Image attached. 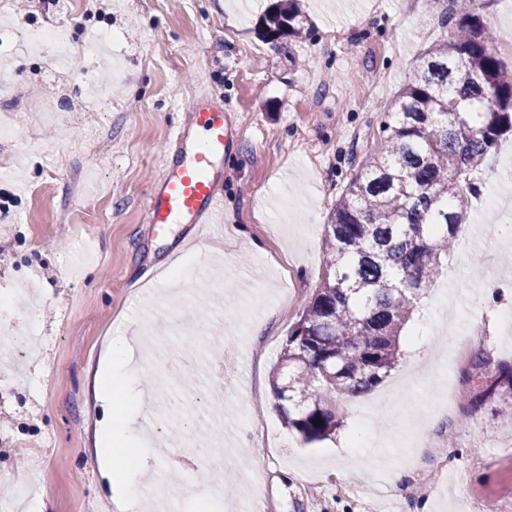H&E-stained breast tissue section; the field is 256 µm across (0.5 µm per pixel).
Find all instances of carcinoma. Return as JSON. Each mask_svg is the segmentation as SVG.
<instances>
[{
    "label": "carcinoma",
    "mask_w": 512,
    "mask_h": 512,
    "mask_svg": "<svg viewBox=\"0 0 512 512\" xmlns=\"http://www.w3.org/2000/svg\"><path fill=\"white\" fill-rule=\"evenodd\" d=\"M286 2L265 17L271 38L304 34L297 0ZM446 2L452 32L424 52L383 113L380 149L341 190L324 228V277L272 369L283 421L305 444L342 426L336 397L370 392L395 368L403 330L482 192L488 158L512 137V73L490 48L480 0ZM469 373L486 379L475 404L512 394V365L478 350Z\"/></svg>",
    "instance_id": "carcinoma-1"
}]
</instances>
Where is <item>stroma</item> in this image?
<instances>
[{"label": "stroma", "mask_w": 512, "mask_h": 512, "mask_svg": "<svg viewBox=\"0 0 512 512\" xmlns=\"http://www.w3.org/2000/svg\"><path fill=\"white\" fill-rule=\"evenodd\" d=\"M278 0H90L63 21L71 45L102 31L112 40L52 76L45 60L0 50V76L16 85L0 120L25 143L0 146V290L31 285L48 346L38 395L17 385L31 435L47 454L0 467L42 476L44 512H110L95 441L108 407L94 378L114 338L134 349L136 386L159 387L140 425H196L224 445V500L259 501L262 512H453L476 498L503 512L512 459L472 447L468 431L512 442V399L463 408L451 336L512 309V287L484 289L512 264V223L495 195L512 198L490 158L482 195L458 233L448 266L461 303L445 302L444 279L426 291L408 326L406 354L370 395L347 405L331 439L304 444L273 402L271 370L290 328L324 275L323 236L336 198L380 143L382 112L421 54L447 31L443 0H303L302 38L270 41L264 18ZM47 0L0 7V31L52 17ZM224 101L233 141L224 152V213L210 224L206 266L181 294L171 267L195 257L191 227L153 232L143 202L161 172L200 75ZM63 100L66 109L46 113ZM262 252H254L253 243ZM221 275L223 288L214 290ZM264 320L263 335L251 323ZM466 409L449 424L433 403ZM152 512H184L177 491L200 489L209 468L174 472L145 441ZM398 467V482L387 478Z\"/></svg>", "instance_id": "35a3bbf8"}]
</instances>
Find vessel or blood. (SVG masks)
I'll return each mask as SVG.
<instances>
[{
	"label": "vessel or blood",
	"mask_w": 512,
	"mask_h": 512,
	"mask_svg": "<svg viewBox=\"0 0 512 512\" xmlns=\"http://www.w3.org/2000/svg\"><path fill=\"white\" fill-rule=\"evenodd\" d=\"M187 110V121L177 129L173 149L164 156L162 173L144 201L148 222L158 228L167 224L204 228L222 202L214 169L229 143L224 106L203 87Z\"/></svg>",
	"instance_id": "1"
}]
</instances>
